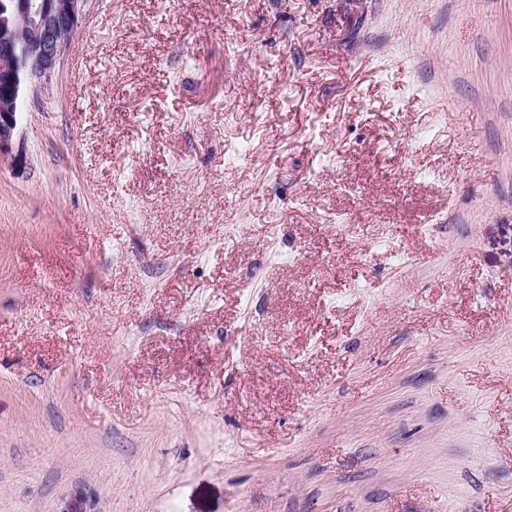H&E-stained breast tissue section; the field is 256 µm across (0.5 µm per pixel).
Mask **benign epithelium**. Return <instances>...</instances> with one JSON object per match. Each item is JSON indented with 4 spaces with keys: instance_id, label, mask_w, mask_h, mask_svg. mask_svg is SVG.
Segmentation results:
<instances>
[{
    "instance_id": "benign-epithelium-1",
    "label": "benign epithelium",
    "mask_w": 512,
    "mask_h": 512,
    "mask_svg": "<svg viewBox=\"0 0 512 512\" xmlns=\"http://www.w3.org/2000/svg\"><path fill=\"white\" fill-rule=\"evenodd\" d=\"M87 5L88 0H20L14 15L0 16V160L27 163L14 102L36 97L49 83Z\"/></svg>"
}]
</instances>
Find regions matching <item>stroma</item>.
I'll return each mask as SVG.
<instances>
[{
    "mask_svg": "<svg viewBox=\"0 0 512 512\" xmlns=\"http://www.w3.org/2000/svg\"><path fill=\"white\" fill-rule=\"evenodd\" d=\"M19 135L0 512H512V0H91Z\"/></svg>",
    "mask_w": 512,
    "mask_h": 512,
    "instance_id": "obj_1",
    "label": "stroma"
}]
</instances>
